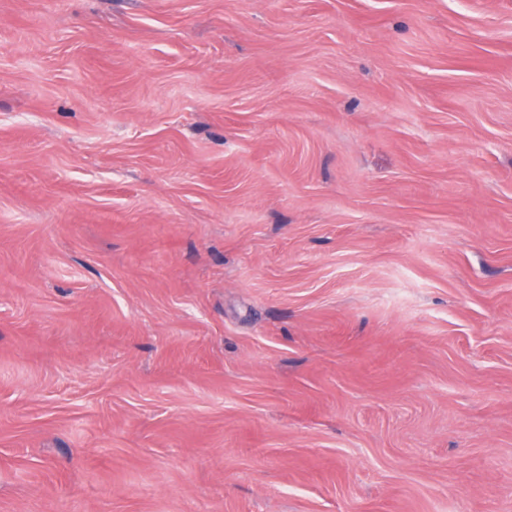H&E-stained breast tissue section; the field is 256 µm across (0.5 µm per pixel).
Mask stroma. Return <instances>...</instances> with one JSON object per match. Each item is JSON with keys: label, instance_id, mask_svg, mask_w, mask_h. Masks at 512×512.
<instances>
[{"label": "stroma", "instance_id": "1", "mask_svg": "<svg viewBox=\"0 0 512 512\" xmlns=\"http://www.w3.org/2000/svg\"><path fill=\"white\" fill-rule=\"evenodd\" d=\"M0 512H512V0H0Z\"/></svg>", "mask_w": 512, "mask_h": 512}]
</instances>
